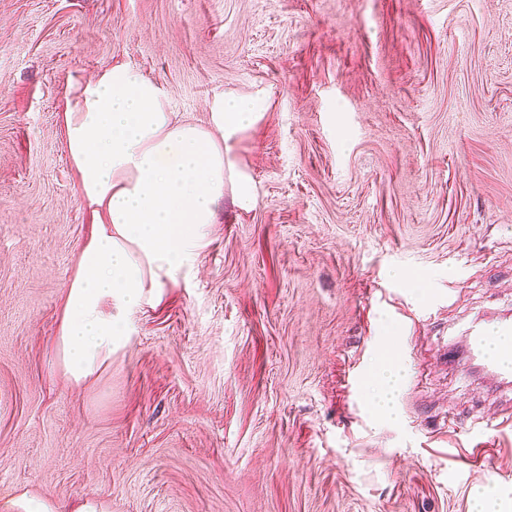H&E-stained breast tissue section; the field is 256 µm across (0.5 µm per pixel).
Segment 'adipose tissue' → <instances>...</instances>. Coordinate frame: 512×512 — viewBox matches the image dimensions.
Here are the masks:
<instances>
[{"mask_svg": "<svg viewBox=\"0 0 512 512\" xmlns=\"http://www.w3.org/2000/svg\"><path fill=\"white\" fill-rule=\"evenodd\" d=\"M268 93L221 92L207 122L179 118L164 88L115 64L77 79L63 113L79 192L96 222L63 295L53 350L68 381L83 385L128 341L127 320L162 302L167 288L208 245L216 207L230 198L255 208L252 174L236 156L241 137L266 117ZM401 370L393 360L373 373L372 404L400 417ZM6 512H106L97 500L63 503L29 493Z\"/></svg>", "mask_w": 512, "mask_h": 512, "instance_id": "adipose-tissue-1", "label": "adipose tissue"}]
</instances>
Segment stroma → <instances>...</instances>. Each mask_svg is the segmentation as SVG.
<instances>
[{
	"instance_id": "obj_1",
	"label": "stroma",
	"mask_w": 512,
	"mask_h": 512,
	"mask_svg": "<svg viewBox=\"0 0 512 512\" xmlns=\"http://www.w3.org/2000/svg\"><path fill=\"white\" fill-rule=\"evenodd\" d=\"M121 63L205 122L270 92L208 246L82 386L51 350L93 217L63 122ZM512 0H0V508L471 512L512 490ZM401 419L367 405L385 357ZM491 335L497 336H511L512 337V322L497 321L495 323H488L484 326L474 329L470 333V348L473 354L480 358L483 362L484 368H487L494 373L501 376L512 375V353L510 350V359H496L489 357L483 352L486 339ZM6 512H107L103 504L95 499L84 498L63 503L40 498L23 492L13 497L6 506Z\"/></svg>"
}]
</instances>
